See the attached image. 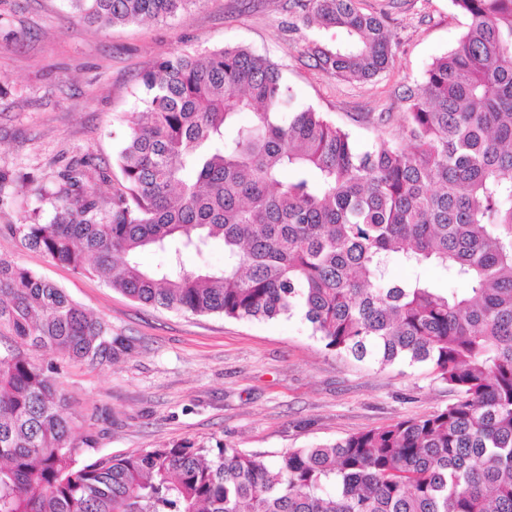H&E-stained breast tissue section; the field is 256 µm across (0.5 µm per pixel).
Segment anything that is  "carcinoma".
<instances>
[{
	"mask_svg": "<svg viewBox=\"0 0 512 512\" xmlns=\"http://www.w3.org/2000/svg\"><path fill=\"white\" fill-rule=\"evenodd\" d=\"M88 25L164 21L195 0H70ZM347 83L393 68L361 0H300ZM457 46L404 91L411 149L358 150L278 66L247 48L176 56L142 76L112 202L86 160L5 229L133 300L193 314L301 316L325 347L381 367L431 365L444 410L285 450L272 461L191 444L88 462L53 364L0 352V512H512V0H450ZM251 116L246 123L240 115ZM213 241L224 266L187 267ZM146 251L165 261L149 267ZM405 270L394 276L391 266ZM430 267L462 288H439ZM100 364L126 350L53 282L0 256V329Z\"/></svg>",
	"mask_w": 512,
	"mask_h": 512,
	"instance_id": "cac0c4a2",
	"label": "carcinoma"
}]
</instances>
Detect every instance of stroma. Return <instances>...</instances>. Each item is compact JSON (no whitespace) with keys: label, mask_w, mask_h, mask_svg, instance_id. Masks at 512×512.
Masks as SVG:
<instances>
[{"label":"stroma","mask_w":512,"mask_h":512,"mask_svg":"<svg viewBox=\"0 0 512 512\" xmlns=\"http://www.w3.org/2000/svg\"><path fill=\"white\" fill-rule=\"evenodd\" d=\"M384 17L396 63L346 83L309 58L323 31L303 24L299 0H195L163 22L87 27L68 0H0V255L61 287L128 345L97 366L26 349L59 369L76 440L124 455L159 446H230L273 454L334 442L445 409L455 395L425 364L380 368L336 354L298 316L238 321L132 301L102 280L57 264L6 230L51 207L67 164L106 168L134 112L140 76L157 60L245 47L277 63L296 106L326 113L365 149L404 147L405 87L453 49L466 19L449 0H363Z\"/></svg>","instance_id":"stroma-1"}]
</instances>
